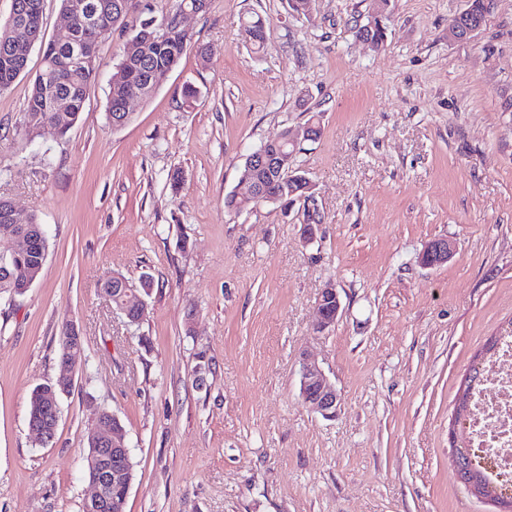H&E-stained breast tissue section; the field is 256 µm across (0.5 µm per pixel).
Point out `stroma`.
I'll use <instances>...</instances> for the list:
<instances>
[{
  "instance_id": "stroma-1",
  "label": "stroma",
  "mask_w": 512,
  "mask_h": 512,
  "mask_svg": "<svg viewBox=\"0 0 512 512\" xmlns=\"http://www.w3.org/2000/svg\"><path fill=\"white\" fill-rule=\"evenodd\" d=\"M370 4L312 0L298 17L288 0H210L118 129L107 93L128 28L100 38L65 136L14 139L39 51L0 92V195L49 242L32 288L0 299V512H81L101 410L131 451L125 512H499L458 480L450 444L468 435L450 421L476 354L512 324V0L467 40L448 23L468 0H392L376 48L350 30ZM249 11L266 21L259 53L240 35ZM314 113L321 136L294 167L323 217L315 238L299 205L227 211L247 155ZM440 237L454 257L423 267ZM145 273L133 325L102 287ZM329 282L343 314L320 334ZM69 322L86 343L44 443L29 399L58 378ZM305 353L335 416L299 395Z\"/></svg>"
}]
</instances>
